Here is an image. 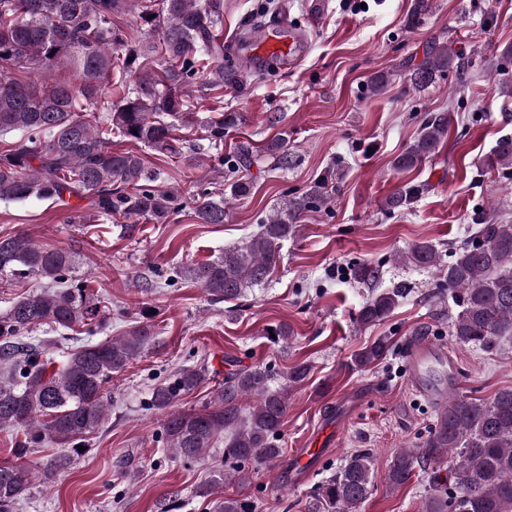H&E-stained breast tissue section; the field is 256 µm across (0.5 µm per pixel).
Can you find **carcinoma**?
I'll use <instances>...</instances> for the list:
<instances>
[{"mask_svg": "<svg viewBox=\"0 0 512 512\" xmlns=\"http://www.w3.org/2000/svg\"><path fill=\"white\" fill-rule=\"evenodd\" d=\"M141 6L137 26L116 23L124 8ZM224 0H0V201L31 197L53 202L76 195L90 200L93 217L119 216L161 223L181 206L174 190L155 185L157 173L131 152L112 149V135L166 157L188 154L179 126L197 123L191 112L196 86L224 91L246 77L244 68H224ZM158 32L148 45L142 32ZM465 65L451 42H432L421 63L407 75V87L427 88L451 67ZM70 66L77 82L38 88L57 67ZM240 116L222 112L205 125L212 148L224 146V131ZM448 133V116L433 112L418 137L393 160L406 172L431 157ZM265 154L283 163L286 139L266 145ZM492 165L512 167V138L500 140ZM250 181L238 178L228 192L195 200L200 224H222L226 209L251 194ZM426 191L412 181L396 187L387 199L392 210H409ZM336 195V171L325 170L299 196L280 202L259 231L220 258L186 271L215 302L232 303L249 288L265 284L281 263L280 244L299 235L308 212L326 207ZM470 240L442 260L439 249L420 242L396 255L395 261L434 275L438 296L452 298L450 336L459 344L494 352L512 338V224L493 215L471 218ZM75 253L45 248L24 233L0 237V275L35 274L51 284L74 269ZM405 296V289L374 293L359 310L357 323H383ZM99 303L89 288L51 287L23 296L0 316V430L18 428L12 452L18 459L47 444L66 449L48 458L38 474L0 463V512H16L18 501L34 480L51 482L67 469L78 445L107 417L106 391L114 375L156 345L149 316L126 335L79 346L58 359V337L35 339L29 333L49 326L73 331L98 320ZM386 336L354 357L365 368L389 351ZM206 377L203 366H189L156 386L151 409L164 415L163 429L173 456L186 463L205 459L218 437H224V472L199 484L195 495L209 512H259L250 495L223 493L226 485L249 482L250 467L271 465L283 454L278 438L288 411L284 388L272 387L270 370L260 364L231 369L213 404L197 412L176 409L179 398ZM254 395L251 410L243 396ZM452 466L441 477L437 464ZM373 450H357L342 459L336 473L313 491L315 512H360L372 495ZM428 476L422 512H512V388L489 399L448 391L436 423L413 448L391 459L386 479L402 486L416 469Z\"/></svg>", "mask_w": 512, "mask_h": 512, "instance_id": "obj_1", "label": "carcinoma"}]
</instances>
